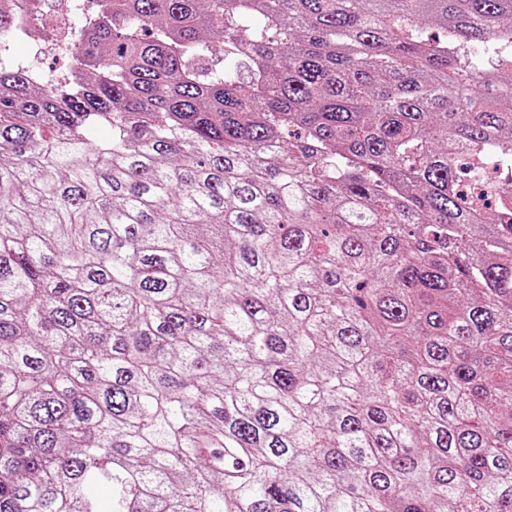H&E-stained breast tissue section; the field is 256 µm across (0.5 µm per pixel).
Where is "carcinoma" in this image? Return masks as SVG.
<instances>
[{
	"instance_id": "obj_1",
	"label": "carcinoma",
	"mask_w": 512,
	"mask_h": 512,
	"mask_svg": "<svg viewBox=\"0 0 512 512\" xmlns=\"http://www.w3.org/2000/svg\"><path fill=\"white\" fill-rule=\"evenodd\" d=\"M92 2L0 0V512H512V0ZM32 42L24 39L22 35L13 40L11 45V59L19 62H28L44 71H49L56 68L57 70H65L69 59L66 54H59L53 52L42 51L39 53L33 52L31 47Z\"/></svg>"
}]
</instances>
